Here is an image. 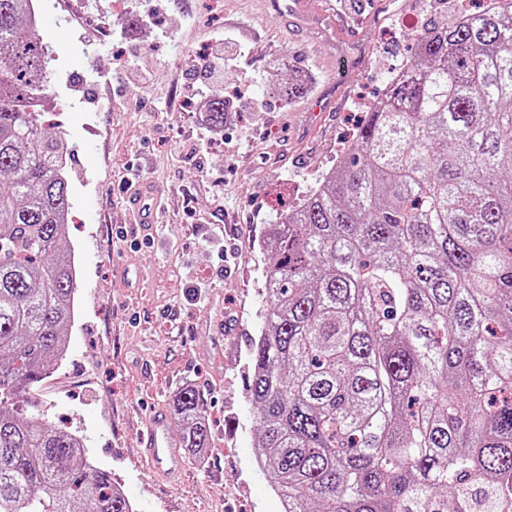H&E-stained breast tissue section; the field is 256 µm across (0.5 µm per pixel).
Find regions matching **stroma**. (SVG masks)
<instances>
[{
	"label": "stroma",
	"instance_id": "obj_1",
	"mask_svg": "<svg viewBox=\"0 0 512 512\" xmlns=\"http://www.w3.org/2000/svg\"><path fill=\"white\" fill-rule=\"evenodd\" d=\"M86 0L80 23L58 0H42L40 22L56 25V109L45 127L65 134L72 220L66 245L78 268L77 314L68 354L32 396L52 424L81 436L96 466L112 473L135 512H281L257 468L249 384L260 335L263 240L278 213L295 207L341 157L360 115L401 63L421 19L419 0H336L301 21L272 0H162L153 22L144 0ZM357 30L346 36V26ZM253 30L250 80L225 71L230 99L206 157L185 133L200 121L199 96L183 72L196 66L210 32ZM306 72L304 93L280 101L287 68ZM334 111L312 114L322 90ZM169 100L152 111L157 99ZM137 159L168 210L152 238L117 245L127 229L124 164ZM223 223L235 259L219 268L207 232ZM194 388L212 446L188 458L182 483L147 470L139 433L149 410L172 411Z\"/></svg>",
	"mask_w": 512,
	"mask_h": 512
}]
</instances>
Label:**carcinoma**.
<instances>
[{"mask_svg": "<svg viewBox=\"0 0 512 512\" xmlns=\"http://www.w3.org/2000/svg\"><path fill=\"white\" fill-rule=\"evenodd\" d=\"M56 60L30 0H0V512H133L82 438L26 414L77 295L70 149L33 111ZM224 104L205 95L211 126ZM264 250L251 397L283 512H512V0L423 18ZM174 412L189 455L210 447L193 388Z\"/></svg>", "mask_w": 512, "mask_h": 512, "instance_id": "cac0c4a2", "label": "carcinoma"}]
</instances>
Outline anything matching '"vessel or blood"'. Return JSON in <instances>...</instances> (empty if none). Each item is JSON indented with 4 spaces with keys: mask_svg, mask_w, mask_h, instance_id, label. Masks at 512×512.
Returning a JSON list of instances; mask_svg holds the SVG:
<instances>
[{
    "mask_svg": "<svg viewBox=\"0 0 512 512\" xmlns=\"http://www.w3.org/2000/svg\"><path fill=\"white\" fill-rule=\"evenodd\" d=\"M131 229L145 232L157 224L163 213L162 196L152 182L141 179L126 191ZM142 453L151 471L164 478L180 475L184 461L179 453L177 433L170 416L156 409L149 415L140 436Z\"/></svg>",
    "mask_w": 512,
    "mask_h": 512,
    "instance_id": "vessel-or-blood-1",
    "label": "vessel or blood"
}]
</instances>
